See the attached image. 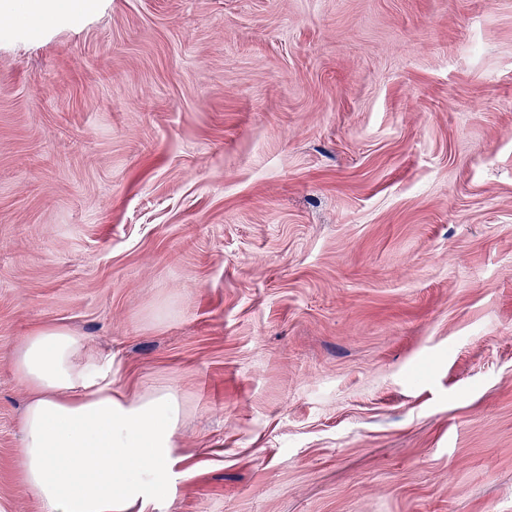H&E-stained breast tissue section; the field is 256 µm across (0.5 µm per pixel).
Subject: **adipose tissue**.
Returning <instances> with one entry per match:
<instances>
[{"label":"adipose tissue","instance_id":"obj_1","mask_svg":"<svg viewBox=\"0 0 512 512\" xmlns=\"http://www.w3.org/2000/svg\"><path fill=\"white\" fill-rule=\"evenodd\" d=\"M11 359L31 394L20 421L22 480L43 512H143L175 459L180 395L113 387L86 338L62 326L33 329Z\"/></svg>","mask_w":512,"mask_h":512}]
</instances>
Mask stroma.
<instances>
[{
	"instance_id": "stroma-1",
	"label": "stroma",
	"mask_w": 512,
	"mask_h": 512,
	"mask_svg": "<svg viewBox=\"0 0 512 512\" xmlns=\"http://www.w3.org/2000/svg\"><path fill=\"white\" fill-rule=\"evenodd\" d=\"M0 5L11 350L172 388L144 512H512V0Z\"/></svg>"
}]
</instances>
